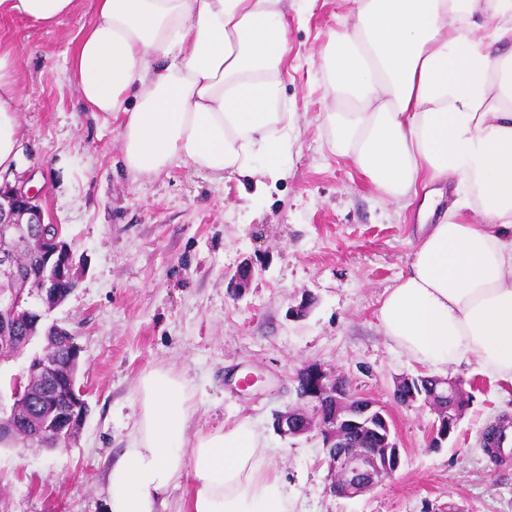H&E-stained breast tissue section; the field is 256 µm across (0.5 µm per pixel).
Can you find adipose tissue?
<instances>
[{
  "label": "adipose tissue",
  "mask_w": 512,
  "mask_h": 512,
  "mask_svg": "<svg viewBox=\"0 0 512 512\" xmlns=\"http://www.w3.org/2000/svg\"><path fill=\"white\" fill-rule=\"evenodd\" d=\"M323 47L334 148L378 191L418 202L427 232L379 309L398 353L436 370L476 361L512 381V0H355ZM74 0H0V16L51 24ZM284 0H98L74 59L84 107L123 115L134 173L175 162L216 175L274 171ZM17 56L0 52V173L22 138ZM129 446L110 466L109 512H157L192 477V512H293L249 419L189 433L194 404L168 369L142 375Z\"/></svg>",
  "instance_id": "ef3b65f1"
}]
</instances>
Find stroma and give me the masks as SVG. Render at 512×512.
I'll return each instance as SVG.
<instances>
[{
	"mask_svg": "<svg viewBox=\"0 0 512 512\" xmlns=\"http://www.w3.org/2000/svg\"><path fill=\"white\" fill-rule=\"evenodd\" d=\"M96 0L43 26L0 16V50L19 56L21 154L29 179L79 267L77 287L51 317L81 346L77 384L89 414L70 445L0 444V512H107L106 473L130 442L137 384L157 367L193 394L191 431L247 418L263 433L270 473L299 494L300 512H512V460L483 451V430L512 417V383L477 362L449 367L468 404L454 438L430 448L429 406L393 398L395 380L428 366L395 352L378 318L418 237L416 207L375 191L334 149L319 116V51L352 0H286L290 50L283 95L293 120L278 180L213 175L179 162L157 175L123 161V120L86 111L76 90V44ZM261 267L244 296L225 274ZM310 299L304 318L291 306ZM317 364L385 406L401 450L393 477L354 498L330 492L318 432L276 435L274 412L297 405L295 378Z\"/></svg>",
	"mask_w": 512,
	"mask_h": 512,
	"instance_id": "35a3bbf8",
	"label": "stroma"
}]
</instances>
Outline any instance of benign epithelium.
I'll list each match as a JSON object with an SVG mask.
<instances>
[{"instance_id": "obj_1", "label": "benign epithelium", "mask_w": 512, "mask_h": 512, "mask_svg": "<svg viewBox=\"0 0 512 512\" xmlns=\"http://www.w3.org/2000/svg\"><path fill=\"white\" fill-rule=\"evenodd\" d=\"M13 243H28L35 250V265L28 276L34 281L37 297L18 294L7 284L19 276L15 255L8 250ZM259 274L250 261L238 266L230 277L232 296L239 298L252 279ZM78 272L70 250L61 239L59 226L45 222L39 204V194L26 187V182H0V343L5 345L15 334L18 324L46 326L48 313L59 306L68 292L57 286L58 281L77 283ZM309 382L297 389L302 406L279 411L273 426L281 437H299L314 430L325 439L329 470L333 475L330 491L353 498L372 490L380 480L392 476L399 468L401 449L391 436H386L381 448H338L352 432L373 429L372 421L381 415L376 401L352 394L345 377L327 374L320 368L307 370ZM30 370L12 377V399L22 404L28 397ZM76 379L69 383V395L50 422L54 445L70 442L88 415V406L76 391ZM431 447L440 448L452 436L459 415L435 411Z\"/></svg>"}]
</instances>
